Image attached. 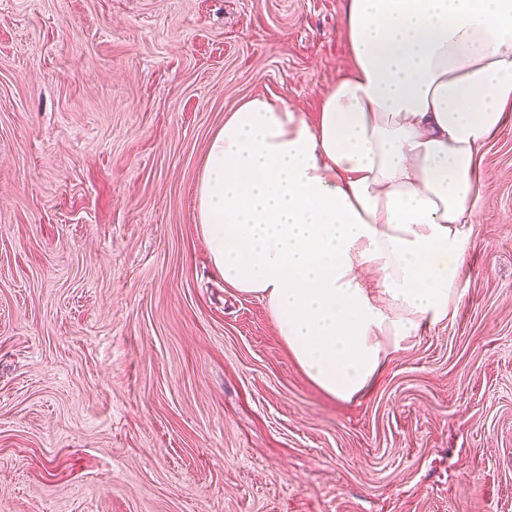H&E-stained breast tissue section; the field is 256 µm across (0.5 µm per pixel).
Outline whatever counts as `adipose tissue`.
<instances>
[{
    "label": "adipose tissue",
    "instance_id": "obj_1",
    "mask_svg": "<svg viewBox=\"0 0 512 512\" xmlns=\"http://www.w3.org/2000/svg\"><path fill=\"white\" fill-rule=\"evenodd\" d=\"M350 73L316 124L255 96L196 185L227 287L264 300L309 380L348 401L463 296L484 148L512 119V0H348Z\"/></svg>",
    "mask_w": 512,
    "mask_h": 512
}]
</instances>
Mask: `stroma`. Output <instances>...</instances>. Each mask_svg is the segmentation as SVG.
<instances>
[{
	"label": "stroma",
	"instance_id": "stroma-1",
	"mask_svg": "<svg viewBox=\"0 0 512 512\" xmlns=\"http://www.w3.org/2000/svg\"><path fill=\"white\" fill-rule=\"evenodd\" d=\"M346 0H0V512H512V124L454 316L328 397L195 221L209 140L314 121Z\"/></svg>",
	"mask_w": 512,
	"mask_h": 512
}]
</instances>
